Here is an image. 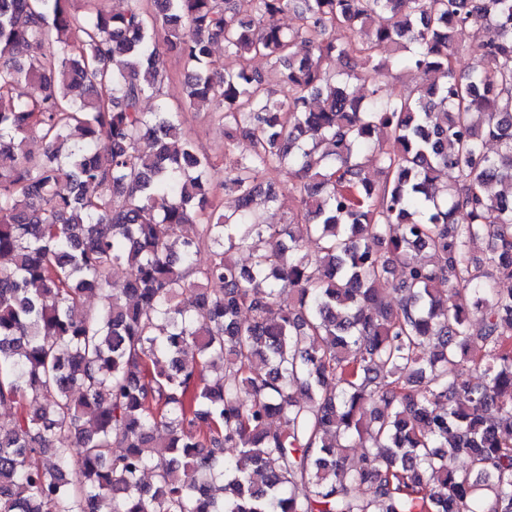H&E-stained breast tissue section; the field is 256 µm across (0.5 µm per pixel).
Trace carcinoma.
<instances>
[{
  "mask_svg": "<svg viewBox=\"0 0 512 512\" xmlns=\"http://www.w3.org/2000/svg\"><path fill=\"white\" fill-rule=\"evenodd\" d=\"M71 2L0 0V512H512V0ZM159 30L248 141L219 188ZM459 53L457 55V68L459 71L467 70L474 62L472 49L479 43L481 38L474 36L472 31L462 34L456 38ZM418 74V72H411L402 78L395 71L385 72L379 76L378 84L383 91L388 93H401L408 84L416 83Z\"/></svg>",
  "mask_w": 512,
  "mask_h": 512,
  "instance_id": "1",
  "label": "carcinoma"
}]
</instances>
